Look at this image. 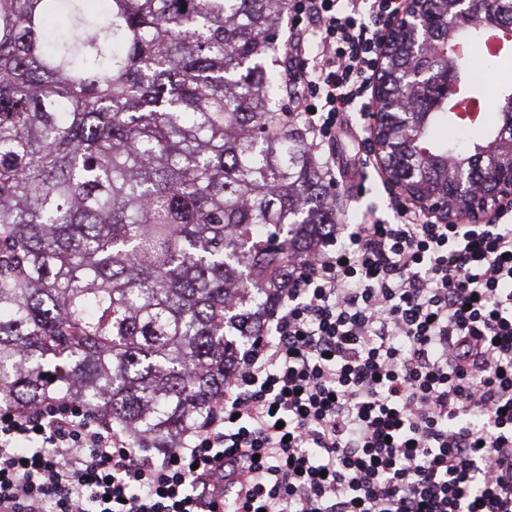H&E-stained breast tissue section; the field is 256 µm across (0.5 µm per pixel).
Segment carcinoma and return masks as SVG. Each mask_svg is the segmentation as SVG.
<instances>
[{
  "mask_svg": "<svg viewBox=\"0 0 512 512\" xmlns=\"http://www.w3.org/2000/svg\"><path fill=\"white\" fill-rule=\"evenodd\" d=\"M288 0H0V402H82L143 448L204 426L338 223L275 108ZM379 71L384 161L448 211L495 195L512 81L469 75L512 0H417ZM464 175L468 196L456 191Z\"/></svg>",
  "mask_w": 512,
  "mask_h": 512,
  "instance_id": "carcinoma-1",
  "label": "carcinoma"
}]
</instances>
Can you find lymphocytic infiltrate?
I'll return each mask as SVG.
<instances>
[{"instance_id":"1","label":"lymphocytic infiltrate","mask_w":512,"mask_h":512,"mask_svg":"<svg viewBox=\"0 0 512 512\" xmlns=\"http://www.w3.org/2000/svg\"><path fill=\"white\" fill-rule=\"evenodd\" d=\"M312 143L368 126L401 0H291ZM512 512V224L395 203L299 258L215 416L154 457L77 401L0 408V512Z\"/></svg>"}]
</instances>
